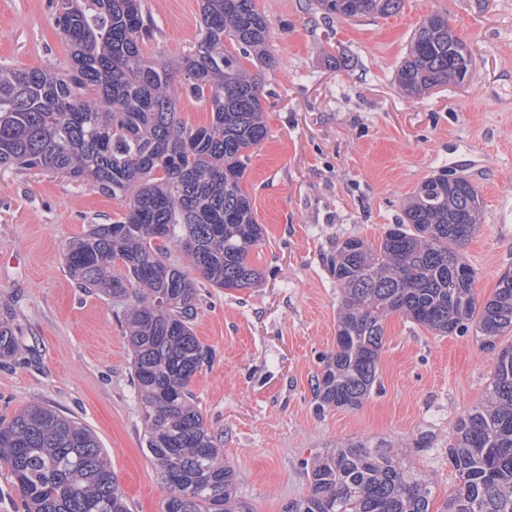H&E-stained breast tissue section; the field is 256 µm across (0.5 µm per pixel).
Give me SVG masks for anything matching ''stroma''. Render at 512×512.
<instances>
[{
    "mask_svg": "<svg viewBox=\"0 0 512 512\" xmlns=\"http://www.w3.org/2000/svg\"><path fill=\"white\" fill-rule=\"evenodd\" d=\"M155 26L146 57L174 65L194 44L200 0H144ZM277 60L264 82L267 137L243 186L265 229L252 288H209L194 321L212 363L191 388L238 495L282 512L306 493L312 457L361 439L402 446L445 498L456 421L489 394L494 352L475 331L438 335L387 317L377 387L354 410L317 411L311 383L336 348L340 293L322 258L336 240L378 242L430 177L466 175L484 203L462 248L486 302L512 268V0H405L388 17L339 18L314 0H258ZM447 14L472 55L464 83L405 95L397 70L421 19ZM52 0H0V64L58 67L68 54ZM118 200L69 178L0 166V307L26 344L0 359V418L44 401L92 429L131 512L167 496L144 444L130 352L111 303L77 288L65 248L120 217ZM431 444L415 447L420 435Z\"/></svg>",
    "mask_w": 512,
    "mask_h": 512,
    "instance_id": "1",
    "label": "stroma"
}]
</instances>
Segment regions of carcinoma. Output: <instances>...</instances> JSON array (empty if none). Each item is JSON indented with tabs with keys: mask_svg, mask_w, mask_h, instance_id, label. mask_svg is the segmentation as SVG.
Returning <instances> with one entry per match:
<instances>
[{
	"mask_svg": "<svg viewBox=\"0 0 512 512\" xmlns=\"http://www.w3.org/2000/svg\"><path fill=\"white\" fill-rule=\"evenodd\" d=\"M343 18L393 16L404 0H316ZM201 29L173 67L146 57L154 25L142 0H57L68 48L62 68L0 66V165L42 168L120 201L122 216L72 240L65 266L75 284L122 314L132 352L131 385L144 439L168 490L162 512H253L198 409L191 384L212 353L195 335L201 289L250 288L263 239L242 179L267 136L263 75L275 60L257 0H202ZM471 53L448 15L416 28L397 84L409 96L463 83ZM208 107L210 122L176 117L181 94ZM463 175L432 177L404 217L374 244L339 239L324 266L342 309L336 350L314 379L317 408L356 409L377 382L384 322L400 313L436 333L470 327L496 352L487 402L453 427L448 460L459 483L440 512H512V269L481 305L461 248L483 217ZM21 348L0 310V358ZM0 464L24 512H130L96 435L51 405L32 401L0 419ZM305 495L284 512H432V487L382 443L349 441L316 455Z\"/></svg>",
	"mask_w": 512,
	"mask_h": 512,
	"instance_id": "cac0c4a2",
	"label": "carcinoma"
}]
</instances>
